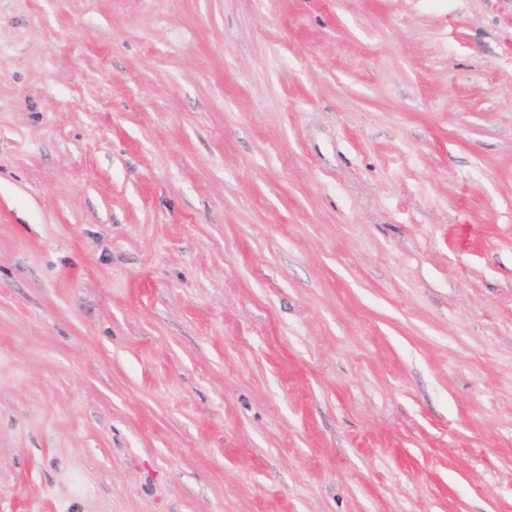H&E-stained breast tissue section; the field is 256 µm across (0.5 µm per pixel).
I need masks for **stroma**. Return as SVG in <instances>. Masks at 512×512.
Returning a JSON list of instances; mask_svg holds the SVG:
<instances>
[{
    "mask_svg": "<svg viewBox=\"0 0 512 512\" xmlns=\"http://www.w3.org/2000/svg\"><path fill=\"white\" fill-rule=\"evenodd\" d=\"M0 512H512V0H0Z\"/></svg>",
    "mask_w": 512,
    "mask_h": 512,
    "instance_id": "35a3bbf8",
    "label": "stroma"
}]
</instances>
